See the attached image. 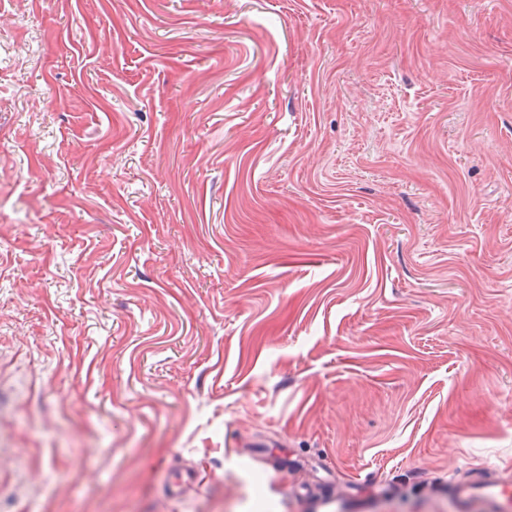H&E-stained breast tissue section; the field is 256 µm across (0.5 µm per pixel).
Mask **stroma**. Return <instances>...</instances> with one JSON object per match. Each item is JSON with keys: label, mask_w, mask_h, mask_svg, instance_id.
<instances>
[{"label": "stroma", "mask_w": 512, "mask_h": 512, "mask_svg": "<svg viewBox=\"0 0 512 512\" xmlns=\"http://www.w3.org/2000/svg\"><path fill=\"white\" fill-rule=\"evenodd\" d=\"M508 476L512 0H0V512Z\"/></svg>", "instance_id": "35a3bbf8"}]
</instances>
